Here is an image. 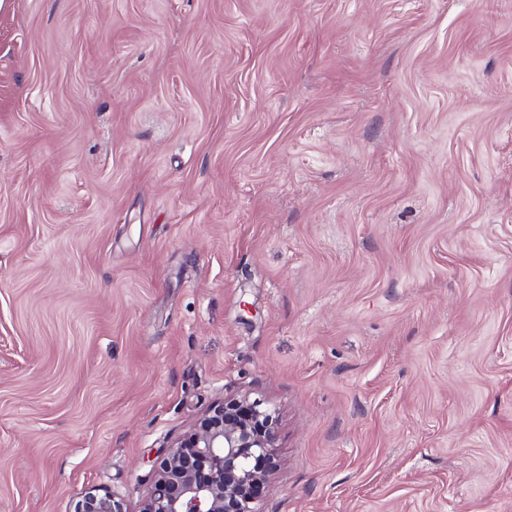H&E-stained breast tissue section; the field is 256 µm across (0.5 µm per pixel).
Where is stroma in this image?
<instances>
[{"mask_svg":"<svg viewBox=\"0 0 512 512\" xmlns=\"http://www.w3.org/2000/svg\"><path fill=\"white\" fill-rule=\"evenodd\" d=\"M242 392L259 512H512V0L0 10V512Z\"/></svg>","mask_w":512,"mask_h":512,"instance_id":"35a3bbf8","label":"stroma"}]
</instances>
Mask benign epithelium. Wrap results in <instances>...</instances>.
<instances>
[{
  "label": "benign epithelium",
  "mask_w": 512,
  "mask_h": 512,
  "mask_svg": "<svg viewBox=\"0 0 512 512\" xmlns=\"http://www.w3.org/2000/svg\"><path fill=\"white\" fill-rule=\"evenodd\" d=\"M276 409L240 393L221 401L171 441L139 512H259L261 489L281 467ZM75 512H127L105 488L84 493Z\"/></svg>",
  "instance_id": "1"
}]
</instances>
